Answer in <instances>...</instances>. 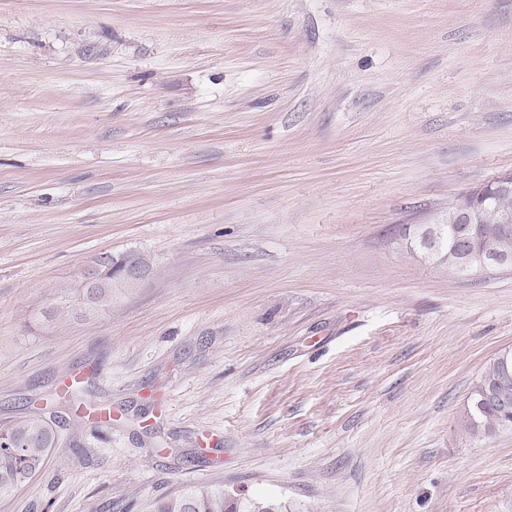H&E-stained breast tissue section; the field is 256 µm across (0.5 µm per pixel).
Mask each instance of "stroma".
<instances>
[{
	"label": "stroma",
	"mask_w": 512,
	"mask_h": 512,
	"mask_svg": "<svg viewBox=\"0 0 512 512\" xmlns=\"http://www.w3.org/2000/svg\"><path fill=\"white\" fill-rule=\"evenodd\" d=\"M510 171L512 0H0V425L58 432L0 512H512V432L459 422L512 267L407 248ZM133 251H127L121 254H112V261L114 262L109 270L103 275V285L100 288H95L101 278L102 268L105 263L104 256L101 255L91 263L87 264L81 271L80 280L86 288H83L82 282L76 280V282L70 287V298L65 296V299L60 303L52 307V314H74L77 317L87 318L96 315L99 311L104 310L106 307L112 305V300L117 295L114 292V298L112 295L113 288H137L150 276V273L137 266L133 262L132 257ZM117 264V268L120 266L119 271L112 277V268ZM88 296V300L84 304H78V298ZM285 507L277 502L232 498L224 488L187 486L157 500L154 512H288Z\"/></svg>",
	"instance_id": "1"
}]
</instances>
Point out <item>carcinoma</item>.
I'll return each mask as SVG.
<instances>
[{"label": "carcinoma", "instance_id": "1", "mask_svg": "<svg viewBox=\"0 0 512 512\" xmlns=\"http://www.w3.org/2000/svg\"><path fill=\"white\" fill-rule=\"evenodd\" d=\"M502 211L512 212V197L480 210V223L473 225V230L483 233L495 227ZM456 228V224L447 225L437 257L459 274L462 268L454 244ZM112 274L107 271L98 288H85L82 282H75L70 297L54 305L52 313L87 318L111 306ZM461 419L466 434L481 441L512 430V351L505 361L498 355L488 361L470 388ZM55 445L54 428L37 414L0 427V497L13 494L38 474ZM284 508L281 503L232 498L222 488L198 486H187L155 503V512H284Z\"/></svg>", "mask_w": 512, "mask_h": 512}]
</instances>
